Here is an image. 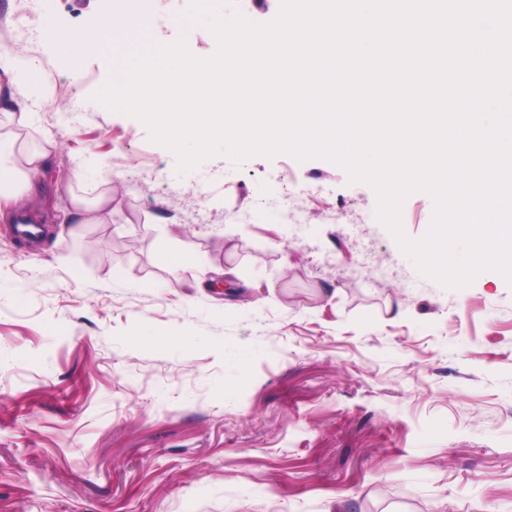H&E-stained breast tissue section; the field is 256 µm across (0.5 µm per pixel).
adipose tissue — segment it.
Instances as JSON below:
<instances>
[{"label": "adipose tissue", "instance_id": "ef3b65f1", "mask_svg": "<svg viewBox=\"0 0 512 512\" xmlns=\"http://www.w3.org/2000/svg\"><path fill=\"white\" fill-rule=\"evenodd\" d=\"M30 71V63L17 53H0V74L7 79L0 84V115L19 117L24 125L31 119V102L44 91L40 82L30 79ZM48 158L47 150L27 146L18 134L0 132V221H13L15 214L26 210V197L39 193ZM67 209L75 223L105 224L112 218V196L88 183L82 194L70 196Z\"/></svg>", "mask_w": 512, "mask_h": 512}]
</instances>
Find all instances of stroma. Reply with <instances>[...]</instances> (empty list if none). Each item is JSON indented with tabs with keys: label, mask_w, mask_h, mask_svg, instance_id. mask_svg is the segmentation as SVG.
<instances>
[{
	"label": "stroma",
	"mask_w": 512,
	"mask_h": 512,
	"mask_svg": "<svg viewBox=\"0 0 512 512\" xmlns=\"http://www.w3.org/2000/svg\"><path fill=\"white\" fill-rule=\"evenodd\" d=\"M188 5L140 0L145 42L212 55ZM16 9L0 0V29L50 93L35 127L0 123L52 154L32 210L90 174L112 219L36 242L0 223V512H512V285L420 273L328 160L178 173L96 100L111 45L74 60L56 38L122 28L124 0Z\"/></svg>",
	"instance_id": "35a3bbf8"
}]
</instances>
